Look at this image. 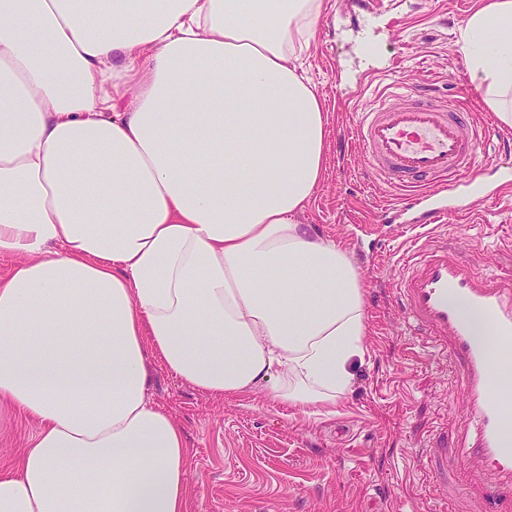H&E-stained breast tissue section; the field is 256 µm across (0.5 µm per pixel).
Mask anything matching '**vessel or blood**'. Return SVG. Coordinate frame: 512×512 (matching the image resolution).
<instances>
[{
	"label": "vessel or blood",
	"mask_w": 512,
	"mask_h": 512,
	"mask_svg": "<svg viewBox=\"0 0 512 512\" xmlns=\"http://www.w3.org/2000/svg\"><path fill=\"white\" fill-rule=\"evenodd\" d=\"M355 135L371 176L416 210L402 233L392 300L449 355L463 422L449 448H425L433 487L456 481L484 512H512V267L479 272L449 247L444 208L425 196L471 194L485 132L462 104L434 100L426 88L377 94L358 115ZM484 330H477L474 317Z\"/></svg>",
	"instance_id": "1"
}]
</instances>
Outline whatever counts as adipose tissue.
<instances>
[{"label": "adipose tissue", "instance_id": "obj_1", "mask_svg": "<svg viewBox=\"0 0 512 512\" xmlns=\"http://www.w3.org/2000/svg\"><path fill=\"white\" fill-rule=\"evenodd\" d=\"M330 5L0 0V254L19 258L0 276V405L38 426L0 470V512H189L150 361L213 397L274 371L294 405L351 387L361 277L300 221L329 114L299 60ZM463 39L512 126V0H480Z\"/></svg>", "mask_w": 512, "mask_h": 512}]
</instances>
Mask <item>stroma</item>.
I'll use <instances>...</instances> for the list:
<instances>
[{"mask_svg":"<svg viewBox=\"0 0 512 512\" xmlns=\"http://www.w3.org/2000/svg\"><path fill=\"white\" fill-rule=\"evenodd\" d=\"M305 60L330 112L328 170L303 223L342 243L361 272L365 359L335 409L317 412L264 388L217 399L150 366L149 394L180 424L191 456L190 512H444L426 494L418 449L447 442L462 420L453 365L429 336L405 328L387 290L398 272L397 229L414 218L367 184L355 115L392 80L431 84L451 100L469 87L460 29L476 0H332ZM490 135L471 197L446 220L448 242L477 267L512 250V154L501 123L471 90ZM34 422L0 411V468L28 447Z\"/></svg>","mask_w":512,"mask_h":512,"instance_id":"obj_1","label":"stroma"}]
</instances>
